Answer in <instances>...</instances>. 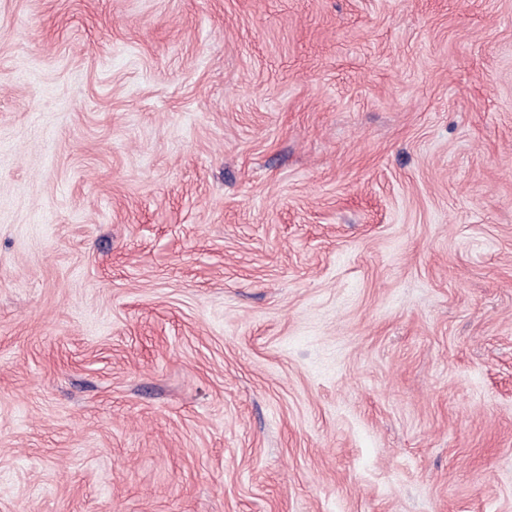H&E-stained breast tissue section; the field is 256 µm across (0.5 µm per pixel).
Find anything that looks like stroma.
Segmentation results:
<instances>
[{"instance_id": "obj_1", "label": "stroma", "mask_w": 512, "mask_h": 512, "mask_svg": "<svg viewBox=\"0 0 512 512\" xmlns=\"http://www.w3.org/2000/svg\"><path fill=\"white\" fill-rule=\"evenodd\" d=\"M0 512H512V0H0Z\"/></svg>"}]
</instances>
